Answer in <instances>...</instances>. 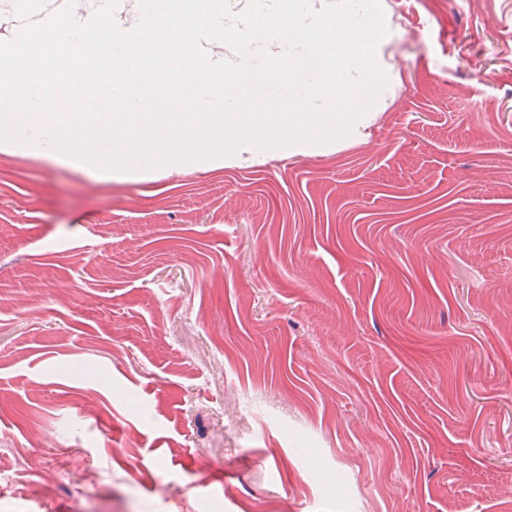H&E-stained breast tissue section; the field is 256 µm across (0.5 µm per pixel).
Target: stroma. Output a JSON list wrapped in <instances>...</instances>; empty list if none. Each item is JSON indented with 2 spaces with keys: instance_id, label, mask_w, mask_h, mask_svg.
I'll use <instances>...</instances> for the list:
<instances>
[{
  "instance_id": "stroma-1",
  "label": "stroma",
  "mask_w": 512,
  "mask_h": 512,
  "mask_svg": "<svg viewBox=\"0 0 512 512\" xmlns=\"http://www.w3.org/2000/svg\"><path fill=\"white\" fill-rule=\"evenodd\" d=\"M379 4L335 149L0 153V512H504L512 0Z\"/></svg>"
}]
</instances>
